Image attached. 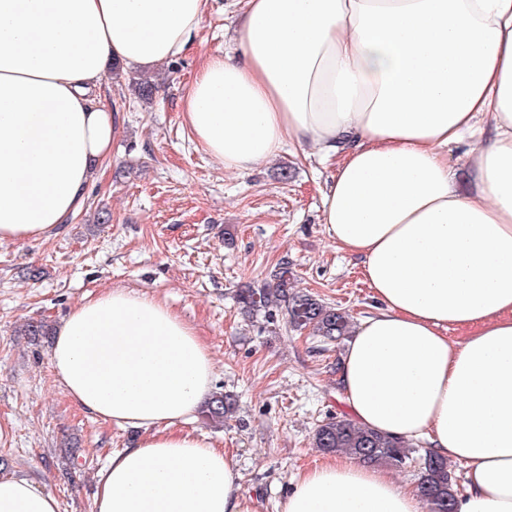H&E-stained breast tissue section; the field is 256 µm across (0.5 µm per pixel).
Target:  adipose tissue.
Listing matches in <instances>:
<instances>
[{"label":"adipose tissue","mask_w":512,"mask_h":512,"mask_svg":"<svg viewBox=\"0 0 512 512\" xmlns=\"http://www.w3.org/2000/svg\"><path fill=\"white\" fill-rule=\"evenodd\" d=\"M238 57H207L184 117L228 170L286 141L336 171L320 220L375 314L339 382L351 417L427 439L466 469L455 512H512V0H234ZM209 0H0V242L47 239L86 204L118 131L108 67L187 51ZM463 145L469 187L448 151ZM467 330L464 340L449 338ZM78 409L139 430L98 474L94 512H257L233 458L179 431L212 393L195 329L127 288L84 298L48 353ZM0 512H59L0 477ZM282 512H426L382 467L305 472Z\"/></svg>","instance_id":"1"}]
</instances>
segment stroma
I'll list each match as a JSON object with an SVG mask.
<instances>
[{
  "label": "stroma",
  "mask_w": 512,
  "mask_h": 512,
  "mask_svg": "<svg viewBox=\"0 0 512 512\" xmlns=\"http://www.w3.org/2000/svg\"><path fill=\"white\" fill-rule=\"evenodd\" d=\"M232 35V0H211L195 46L153 72L149 104L135 99L130 68L107 75L120 131L83 212L50 239L0 243V459L9 474L37 478L60 512H93L97 472L140 436L82 413L54 381L49 337L18 331L32 321L55 328L87 295H152L196 329L214 390L235 395L237 409L224 425L199 413L182 428L233 456L257 512H281L296 480L325 458L313 446L317 426L349 413L336 387L344 342L293 330L280 311L245 318L236 300L286 257L296 289L351 323L375 311L355 259L320 222L331 167L290 142L273 160L228 171L192 140L185 98L208 55L234 50Z\"/></svg>",
  "instance_id": "obj_1"
}]
</instances>
